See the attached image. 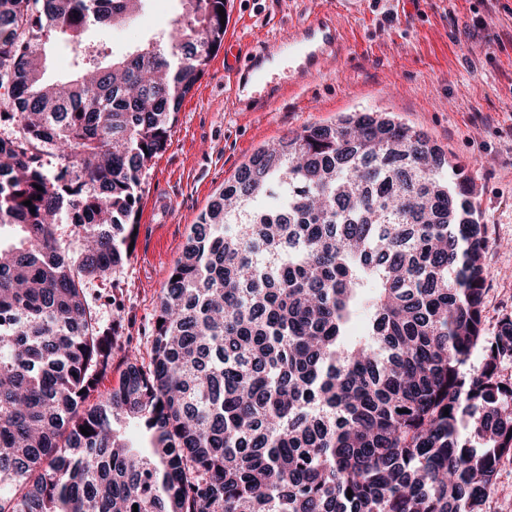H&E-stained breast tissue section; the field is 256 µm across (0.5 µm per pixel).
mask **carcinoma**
I'll return each instance as SVG.
<instances>
[{
  "label": "carcinoma",
  "mask_w": 512,
  "mask_h": 512,
  "mask_svg": "<svg viewBox=\"0 0 512 512\" xmlns=\"http://www.w3.org/2000/svg\"><path fill=\"white\" fill-rule=\"evenodd\" d=\"M143 2L0 0V512H486L512 314L486 331L465 167L381 113L260 147L192 225L149 365L92 401L121 324L86 284L128 260L142 171L224 38V0H182L110 62L84 41ZM58 39L77 72L49 82Z\"/></svg>",
  "instance_id": "cac0c4a2"
}]
</instances>
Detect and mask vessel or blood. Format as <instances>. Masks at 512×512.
I'll use <instances>...</instances> for the list:
<instances>
[{
	"instance_id": "1",
	"label": "vessel or blood",
	"mask_w": 512,
	"mask_h": 512,
	"mask_svg": "<svg viewBox=\"0 0 512 512\" xmlns=\"http://www.w3.org/2000/svg\"><path fill=\"white\" fill-rule=\"evenodd\" d=\"M341 33L329 14L292 28L288 37L267 42L236 67L234 96L246 103L269 104L285 90L302 87L317 74L324 56L335 52Z\"/></svg>"
}]
</instances>
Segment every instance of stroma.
<instances>
[{
	"mask_svg": "<svg viewBox=\"0 0 512 512\" xmlns=\"http://www.w3.org/2000/svg\"><path fill=\"white\" fill-rule=\"evenodd\" d=\"M321 11L333 14L343 40L300 89L261 112L240 105L219 51L184 99L165 152L143 172L130 257L86 288L100 323L123 324L99 396L118 383L127 349L149 362L169 271L225 182L257 148L349 112L385 113L464 165L487 227L485 324L512 313V0H237L224 34L255 53ZM182 12V0H145L134 21L86 37L118 54L168 30Z\"/></svg>",
	"mask_w": 512,
	"mask_h": 512,
	"instance_id": "obj_1",
	"label": "stroma"
}]
</instances>
